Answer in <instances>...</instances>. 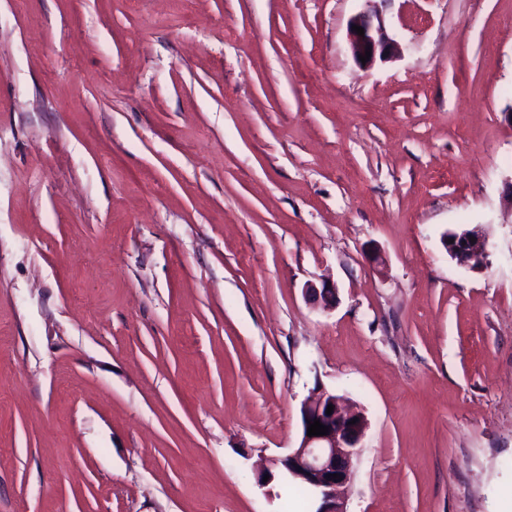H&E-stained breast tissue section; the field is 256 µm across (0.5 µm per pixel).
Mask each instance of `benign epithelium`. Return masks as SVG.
Returning a JSON list of instances; mask_svg holds the SVG:
<instances>
[{
	"label": "benign epithelium",
	"mask_w": 512,
	"mask_h": 512,
	"mask_svg": "<svg viewBox=\"0 0 512 512\" xmlns=\"http://www.w3.org/2000/svg\"><path fill=\"white\" fill-rule=\"evenodd\" d=\"M354 25L362 27L364 34L356 33L352 29ZM347 36L354 61L366 69L379 60L401 56L400 45L387 34L382 15L372 5L349 19ZM367 50L371 56L363 64L359 56L365 55ZM450 254L459 256V265L479 270L486 264L488 247L483 238L466 231L454 238ZM304 294L326 307L336 304V290L325 285L319 288L308 284ZM330 404L334 409L328 414ZM300 413L302 435L298 446L284 455L270 458L262 475L271 480L284 475L307 484L318 496L316 512H347L342 494L353 481L352 464L360 455L367 421L361 413L347 407L342 398L323 388L302 402ZM315 420L328 427V434L307 436L309 423ZM333 474L338 478H331Z\"/></svg>",
	"instance_id": "1"
}]
</instances>
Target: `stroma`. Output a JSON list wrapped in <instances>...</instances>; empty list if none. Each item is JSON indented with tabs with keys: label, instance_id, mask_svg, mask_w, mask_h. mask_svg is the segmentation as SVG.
<instances>
[{
	"label": "stroma",
	"instance_id": "stroma-1",
	"mask_svg": "<svg viewBox=\"0 0 512 512\" xmlns=\"http://www.w3.org/2000/svg\"><path fill=\"white\" fill-rule=\"evenodd\" d=\"M364 6L0 0V512H314L258 476L319 386L348 512H504L512 0H381L368 70ZM354 25L362 27L364 34L358 35L352 29ZM347 36L353 59L363 68H372L377 60L387 61L401 56L400 45L387 34L382 15L375 6L369 5L349 19ZM365 50L370 51L371 56L362 64L359 55L365 56ZM457 231L458 229H448L441 235V242L443 244L444 236L448 232L447 237L445 238V246L449 257L451 258L450 254L455 257H457L456 255H459L460 261L457 262L459 265L467 267L471 270L482 269V267H484L486 264V259L488 257V247L486 241L473 232L465 231L463 235L456 236L454 238V242L449 246V254V239H451L452 234ZM471 237L475 238L474 242H471ZM461 238H463L462 241Z\"/></svg>",
	"mask_w": 512,
	"mask_h": 512
}]
</instances>
